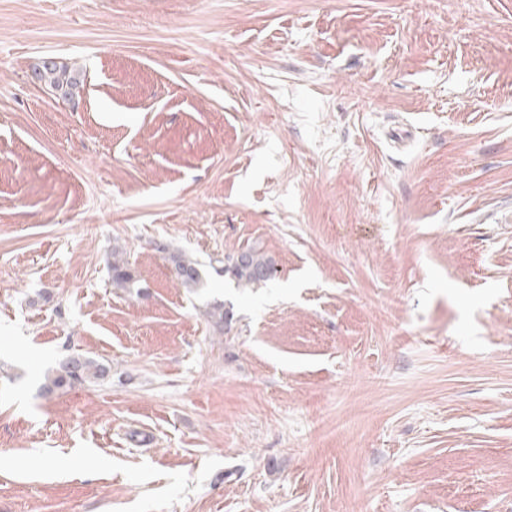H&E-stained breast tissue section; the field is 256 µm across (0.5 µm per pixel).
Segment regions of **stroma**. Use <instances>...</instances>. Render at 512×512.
<instances>
[{
  "mask_svg": "<svg viewBox=\"0 0 512 512\" xmlns=\"http://www.w3.org/2000/svg\"><path fill=\"white\" fill-rule=\"evenodd\" d=\"M0 512H512V0H0ZM38 78L45 85L64 96L71 94L73 88L77 86V79L73 72L68 67L58 65L52 60L43 63ZM239 254L240 260L237 259ZM224 272L232 276L238 287L249 288L267 282L274 267L268 257L250 248L224 257ZM169 260L171 261L175 276L179 283L185 288H195L201 281V274L198 269V263L186 257L182 253H170ZM111 367L83 354H73L45 375L47 392L70 387L75 383H100L110 377Z\"/></svg>",
  "mask_w": 512,
  "mask_h": 512,
  "instance_id": "35a3bbf8",
  "label": "stroma"
}]
</instances>
